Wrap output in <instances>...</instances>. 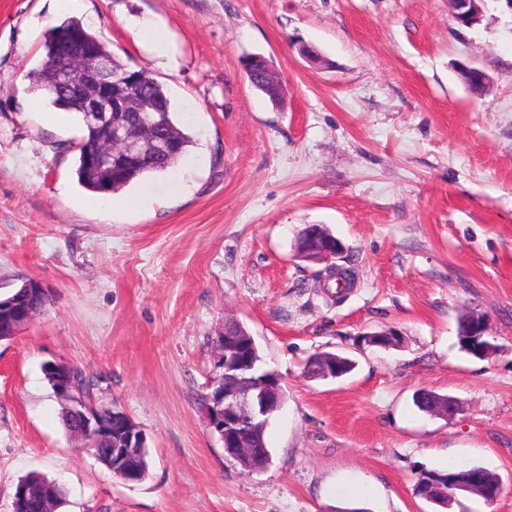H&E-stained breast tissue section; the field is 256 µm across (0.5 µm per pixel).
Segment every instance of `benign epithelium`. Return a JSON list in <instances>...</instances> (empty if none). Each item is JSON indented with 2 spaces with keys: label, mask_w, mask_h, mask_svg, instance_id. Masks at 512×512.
I'll list each match as a JSON object with an SVG mask.
<instances>
[{
  "label": "benign epithelium",
  "mask_w": 512,
  "mask_h": 512,
  "mask_svg": "<svg viewBox=\"0 0 512 512\" xmlns=\"http://www.w3.org/2000/svg\"><path fill=\"white\" fill-rule=\"evenodd\" d=\"M486 6V0H450L452 17L463 26H471L479 21ZM56 64L64 77L52 91L67 98L76 108L86 113L90 124L107 129L103 151L90 157V164L110 163L120 166L133 157H144L161 150L165 141L145 139L136 134L135 128L142 130L154 127L150 112L153 108L134 98L129 90L138 83L140 74L134 71H121L113 68L110 61L100 59L90 51L72 44L69 34L62 35L58 45ZM462 76L474 92L484 91L490 83L487 73L478 67L463 69ZM343 244L336 238L319 234L301 242L296 256L304 260L326 263L333 269V259L340 254ZM489 325L486 318L472 315L467 318L460 333V341L470 339L480 341L488 336ZM396 332L384 330L364 334L362 342L379 346L397 344ZM213 345L219 353L217 373L206 394V415L208 424L223 442L224 454L247 470H258L268 464L266 449L257 445L255 436L266 430L270 417L279 411L284 402V393L278 374L266 372V377L257 379L252 370L255 361L245 353L235 336L227 333L223 326L213 337ZM310 365L318 366V376L324 379L336 378V358L322 353L311 358ZM80 426L79 439L83 448L96 451V439L108 430V423L91 411L76 412ZM145 444L142 432L134 423H129L125 444L112 449V472L128 483L140 481L139 470L130 466V460ZM448 484L432 485L431 493L424 499L435 503L444 498H452L456 491H464L481 497L486 503H494L502 493L501 482L488 471L481 472L476 479L462 476L457 471L448 473Z\"/></svg>",
  "instance_id": "benign-epithelium-1"
}]
</instances>
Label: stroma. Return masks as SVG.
<instances>
[{
  "instance_id": "1",
  "label": "stroma",
  "mask_w": 512,
  "mask_h": 512,
  "mask_svg": "<svg viewBox=\"0 0 512 512\" xmlns=\"http://www.w3.org/2000/svg\"><path fill=\"white\" fill-rule=\"evenodd\" d=\"M49 0H0V295L38 283L49 304L0 341V512L31 473L62 485L58 512H437L419 469L480 466L503 493L458 495L447 512H512V8L488 0L458 27L448 0H82L77 14L124 64L165 88L193 144L125 195L152 208L83 207L81 126L25 111L43 58ZM177 65H155L140 23ZM314 45L318 62L299 43ZM284 80L273 104L244 57ZM492 80L470 91L458 66ZM309 224L345 246L357 281L335 303L321 263L296 257ZM483 315L486 359L458 344ZM254 337L281 378L269 465L224 455L202 397L224 320ZM393 328L397 348L361 343ZM321 352L339 379L308 376ZM98 380L96 399L142 431L149 473L116 478L65 430L44 367ZM456 398L444 419L421 390ZM314 365H318V377L324 379H336L340 376V373H336V366L344 374H349L355 368V363L349 357H342L336 362V355L329 357L322 353H318L311 358L310 368Z\"/></svg>"
}]
</instances>
